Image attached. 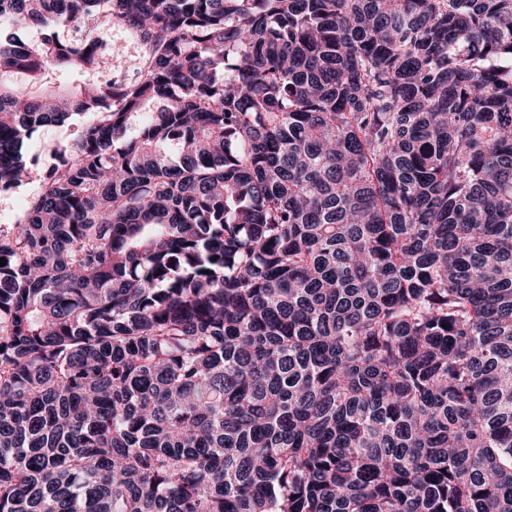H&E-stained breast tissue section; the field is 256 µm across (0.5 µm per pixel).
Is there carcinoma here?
Instances as JSON below:
<instances>
[{
	"mask_svg": "<svg viewBox=\"0 0 512 512\" xmlns=\"http://www.w3.org/2000/svg\"><path fill=\"white\" fill-rule=\"evenodd\" d=\"M0 19V512H512V0ZM100 30L112 54V69L105 79L133 84L138 80L141 70L139 43L122 25L112 23L102 26ZM89 118L88 115L75 116L64 124L44 127L25 141L24 152L27 160L35 163L32 167V178L17 188L0 191V224H15L21 218L31 196L39 189L43 163L52 156L57 147L74 140Z\"/></svg>",
	"mask_w": 512,
	"mask_h": 512,
	"instance_id": "obj_1",
	"label": "carcinoma"
}]
</instances>
